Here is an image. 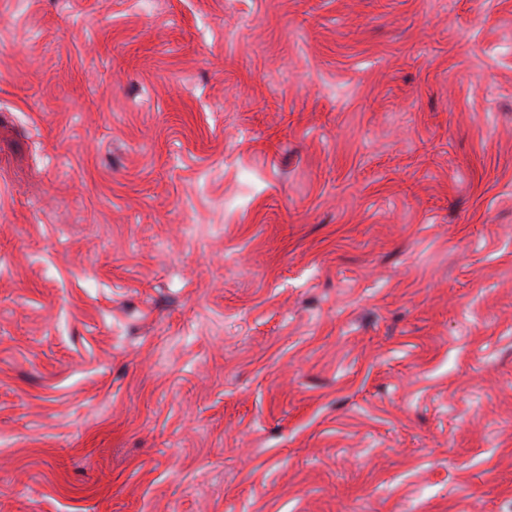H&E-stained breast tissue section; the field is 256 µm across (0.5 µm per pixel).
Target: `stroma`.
<instances>
[{
    "instance_id": "1",
    "label": "stroma",
    "mask_w": 512,
    "mask_h": 512,
    "mask_svg": "<svg viewBox=\"0 0 512 512\" xmlns=\"http://www.w3.org/2000/svg\"><path fill=\"white\" fill-rule=\"evenodd\" d=\"M0 512H512V0H0Z\"/></svg>"
}]
</instances>
